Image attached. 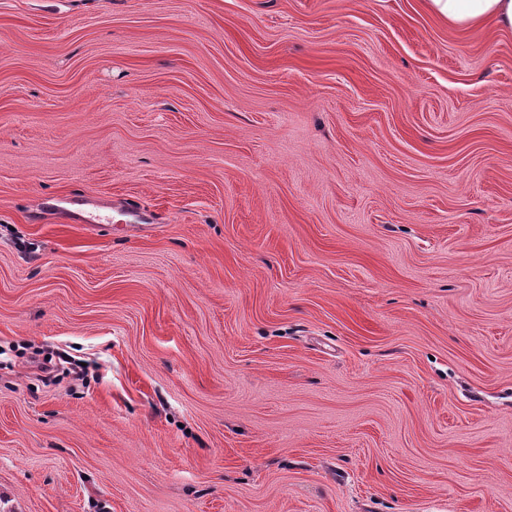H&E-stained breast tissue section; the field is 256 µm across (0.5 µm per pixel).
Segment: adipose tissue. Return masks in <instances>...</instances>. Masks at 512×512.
Masks as SVG:
<instances>
[{
  "instance_id": "1",
  "label": "adipose tissue",
  "mask_w": 512,
  "mask_h": 512,
  "mask_svg": "<svg viewBox=\"0 0 512 512\" xmlns=\"http://www.w3.org/2000/svg\"><path fill=\"white\" fill-rule=\"evenodd\" d=\"M448 27L471 30L487 24L512 30V0H419Z\"/></svg>"
}]
</instances>
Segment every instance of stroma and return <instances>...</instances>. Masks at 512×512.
<instances>
[{"label":"stroma","mask_w":512,"mask_h":512,"mask_svg":"<svg viewBox=\"0 0 512 512\" xmlns=\"http://www.w3.org/2000/svg\"><path fill=\"white\" fill-rule=\"evenodd\" d=\"M0 512H512V31L0 0Z\"/></svg>","instance_id":"obj_1"}]
</instances>
